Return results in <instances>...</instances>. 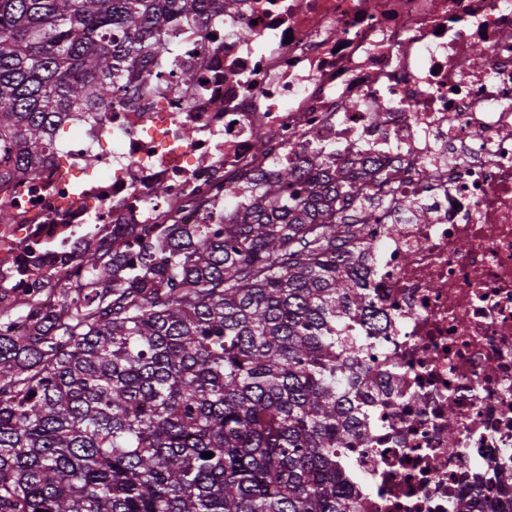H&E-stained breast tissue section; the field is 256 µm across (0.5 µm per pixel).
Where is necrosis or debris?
<instances>
[{
    "label": "necrosis or debris",
    "mask_w": 512,
    "mask_h": 512,
    "mask_svg": "<svg viewBox=\"0 0 512 512\" xmlns=\"http://www.w3.org/2000/svg\"><path fill=\"white\" fill-rule=\"evenodd\" d=\"M167 40L155 93L66 124L0 185V287H79V250L123 224L223 223L226 181L265 166L254 132L281 163L376 160L373 217L344 228L384 316L338 451L352 512H494L512 498V0H237Z\"/></svg>",
    "instance_id": "4bbe7bcc"
}]
</instances>
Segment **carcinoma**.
<instances>
[{
    "label": "carcinoma",
    "instance_id": "1",
    "mask_svg": "<svg viewBox=\"0 0 512 512\" xmlns=\"http://www.w3.org/2000/svg\"><path fill=\"white\" fill-rule=\"evenodd\" d=\"M235 3L0 0V183ZM302 150L232 178L222 224H127L79 252L82 287L0 288V512H349L336 449L371 370L347 324L380 323L340 239L358 177Z\"/></svg>",
    "mask_w": 512,
    "mask_h": 512
}]
</instances>
